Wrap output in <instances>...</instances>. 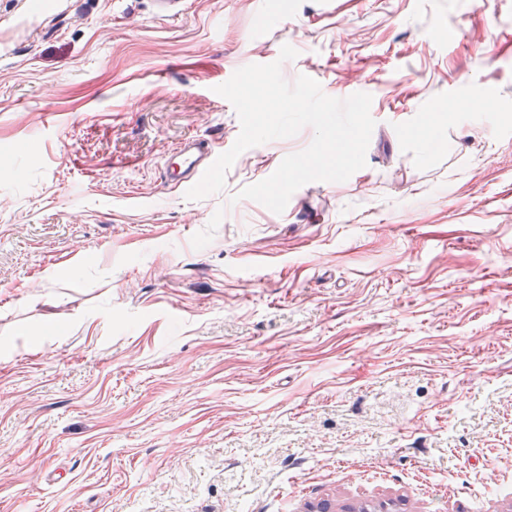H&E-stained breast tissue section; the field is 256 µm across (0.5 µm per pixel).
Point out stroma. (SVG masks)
Wrapping results in <instances>:
<instances>
[{
    "label": "stroma",
    "mask_w": 512,
    "mask_h": 512,
    "mask_svg": "<svg viewBox=\"0 0 512 512\" xmlns=\"http://www.w3.org/2000/svg\"><path fill=\"white\" fill-rule=\"evenodd\" d=\"M285 44L364 82L365 167L236 200L307 126L186 200L163 165L228 151L215 86ZM324 500L512 512V0H0V512Z\"/></svg>",
    "instance_id": "obj_1"
}]
</instances>
